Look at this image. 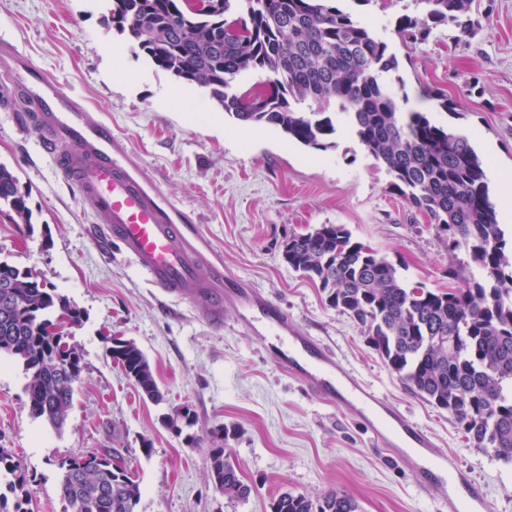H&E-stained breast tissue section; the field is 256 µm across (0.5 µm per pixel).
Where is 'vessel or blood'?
Returning a JSON list of instances; mask_svg holds the SVG:
<instances>
[{"instance_id": "vessel-or-blood-1", "label": "vessel or blood", "mask_w": 512, "mask_h": 512, "mask_svg": "<svg viewBox=\"0 0 512 512\" xmlns=\"http://www.w3.org/2000/svg\"><path fill=\"white\" fill-rule=\"evenodd\" d=\"M0 72L25 79L36 106L34 120L58 173L105 222V240L124 255L163 295L189 301L210 325H224V309L242 307L241 325L262 327L281 351L275 362L308 391L366 428L371 441L411 449L407 466L421 490L446 475L438 512H486L481 488L456 465L434 456V442L424 428L409 423L374 391L340 365L333 352L312 336L295 332L288 314L255 288L230 277L188 230L193 216L177 208L150 183L142 167L103 121H89L83 102L67 85L42 84L32 61L8 41L0 42Z\"/></svg>"}]
</instances>
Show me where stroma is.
I'll return each instance as SVG.
<instances>
[{
    "label": "stroma",
    "instance_id": "stroma-1",
    "mask_svg": "<svg viewBox=\"0 0 512 512\" xmlns=\"http://www.w3.org/2000/svg\"><path fill=\"white\" fill-rule=\"evenodd\" d=\"M111 0H0V39L36 65L42 81L70 84L90 119L111 123L163 194L197 222L215 262L287 309L297 332L331 346L365 385L426 428L437 454L481 485L489 512H512V464L468 442L447 411L407 388L371 349L361 327L329 306L318 284L282 256L289 236L342 224L355 241L385 256L404 281L432 291L457 287L478 272L466 247L448 238L390 187L385 169L346 128L335 146L317 151L277 128L245 126L208 90L156 68L137 45L106 27ZM367 22L398 62L396 93L408 110L468 136L486 159L489 196L507 210L497 177L512 176V0H474L476 27L457 39L433 28L428 39L403 40L395 22L425 17L417 0H340ZM457 104L439 105V95ZM17 84L0 78V163L29 194L32 227L0 211V260L35 269L83 313L69 341L84 371L62 430L29 413L22 367L0 357V448L11 454L32 494L29 512H64L57 492L63 461L77 453L124 448L139 482L137 512H268L290 490L312 497L335 490L361 512H433L435 491L371 445L362 425L307 391L266 355L261 336L241 327L235 310L223 330L189 303L151 288L117 245L94 239L102 219L57 173ZM133 340L164 393L145 401L107 353V339ZM189 406L196 443L161 418ZM233 428L227 453L254 491L233 501L207 478L206 430Z\"/></svg>",
    "mask_w": 512,
    "mask_h": 512
}]
</instances>
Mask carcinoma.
<instances>
[{
	"mask_svg": "<svg viewBox=\"0 0 512 512\" xmlns=\"http://www.w3.org/2000/svg\"><path fill=\"white\" fill-rule=\"evenodd\" d=\"M426 18L398 21L405 39L424 40L430 24L469 36L472 0H416ZM105 24L134 42L155 67L209 90L224 112L246 125H270L289 139L325 151L336 125L334 109L365 150L391 177L390 186L424 213L455 245L467 247L481 278H465L446 292L407 284L385 257L352 240L342 224H323L288 238L285 262L320 285L330 306L364 330L369 346L415 394L447 411L476 448L512 463V255L490 200L485 164L463 134L433 123L424 112L401 110L383 76L398 69L396 56L335 0H222L212 12L185 0H112ZM267 75L255 95L233 91L244 73ZM315 106L302 112L296 105ZM0 206L15 223L32 226L27 194L13 171L0 164ZM22 299L0 295V355L26 374L29 411L62 430L84 370L77 348L60 347L63 332L48 334L59 318L72 326L80 310L32 269L0 260V283ZM112 360L140 395L163 400L154 372L134 342L111 338ZM181 434L196 425L184 406L162 417ZM224 427H213L208 478L230 500L248 499L252 486L224 449ZM120 450L79 453L63 462L58 493L64 512H136L140 485ZM270 512H359L350 496L328 492L313 499L284 491Z\"/></svg>",
	"mask_w": 512,
	"mask_h": 512,
	"instance_id": "cac0c4a2",
	"label": "carcinoma"
}]
</instances>
